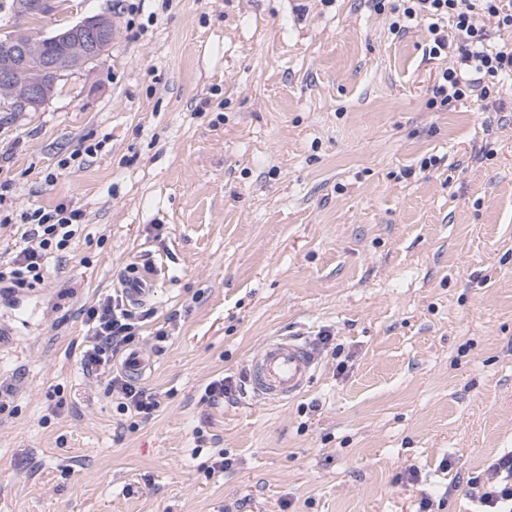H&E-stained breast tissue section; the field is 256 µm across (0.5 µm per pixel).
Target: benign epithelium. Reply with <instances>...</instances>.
I'll return each mask as SVG.
<instances>
[{"label": "benign epithelium", "mask_w": 512, "mask_h": 512, "mask_svg": "<svg viewBox=\"0 0 512 512\" xmlns=\"http://www.w3.org/2000/svg\"><path fill=\"white\" fill-rule=\"evenodd\" d=\"M16 9L41 18L56 11V0H20ZM65 44L62 55L46 54L49 44ZM112 44V18L97 14L66 28L46 33L24 30L0 41V87L9 94L0 98V111L23 115L37 112L52 98L41 81L16 84L30 60L40 59L42 74L57 82L75 70L98 60Z\"/></svg>", "instance_id": "benign-epithelium-1"}]
</instances>
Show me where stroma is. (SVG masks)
I'll use <instances>...</instances> for the list:
<instances>
[{"label": "stroma", "instance_id": "35a3bbf8", "mask_svg": "<svg viewBox=\"0 0 512 512\" xmlns=\"http://www.w3.org/2000/svg\"><path fill=\"white\" fill-rule=\"evenodd\" d=\"M99 13L108 52L0 112V253L24 212L84 213L48 287L0 293V512H476L469 477L512 452V90L428 108L427 22L368 0H68L38 26ZM144 253L161 406L135 424L79 309ZM279 335L318 356L302 394L203 401Z\"/></svg>", "mask_w": 512, "mask_h": 512}]
</instances>
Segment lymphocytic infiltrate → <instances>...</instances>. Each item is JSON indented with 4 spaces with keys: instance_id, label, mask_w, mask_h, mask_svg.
Here are the masks:
<instances>
[{
    "instance_id": "lymphocytic-infiltrate-1",
    "label": "lymphocytic infiltrate",
    "mask_w": 512,
    "mask_h": 512,
    "mask_svg": "<svg viewBox=\"0 0 512 512\" xmlns=\"http://www.w3.org/2000/svg\"><path fill=\"white\" fill-rule=\"evenodd\" d=\"M376 12H390V29L406 32L409 22L429 20V56L447 58L432 87L429 108H446L457 102H488L502 92L512 77V41L491 43V30L512 31V0H373ZM449 29H441V22ZM78 209L57 206L25 213L18 225L16 249L0 259V284L7 291L43 288L48 284L50 255L66 254L82 224ZM91 331L84 365L90 373L112 359L130 356L137 346L140 321L119 297H107L82 311ZM108 394L115 397L121 411L135 418L150 419L160 407V394L116 372L103 379ZM485 512H512V454L490 463L484 472L471 478Z\"/></svg>"
}]
</instances>
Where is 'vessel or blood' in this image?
Wrapping results in <instances>:
<instances>
[{"label": "vessel or blood", "instance_id": "obj_1", "mask_svg": "<svg viewBox=\"0 0 512 512\" xmlns=\"http://www.w3.org/2000/svg\"><path fill=\"white\" fill-rule=\"evenodd\" d=\"M161 273V267L153 260L133 263L121 283L126 301L133 306L147 303ZM317 367V355L308 344L292 336H274L250 358L247 382L266 402H285L304 392Z\"/></svg>", "mask_w": 512, "mask_h": 512}]
</instances>
